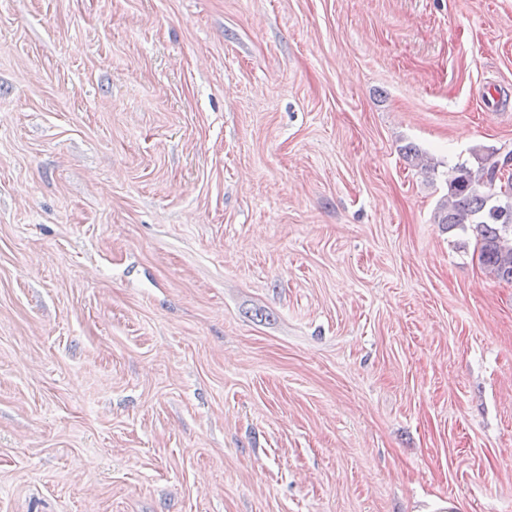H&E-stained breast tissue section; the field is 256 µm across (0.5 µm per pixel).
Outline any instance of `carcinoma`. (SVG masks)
<instances>
[{
	"instance_id": "carcinoma-1",
	"label": "carcinoma",
	"mask_w": 512,
	"mask_h": 512,
	"mask_svg": "<svg viewBox=\"0 0 512 512\" xmlns=\"http://www.w3.org/2000/svg\"><path fill=\"white\" fill-rule=\"evenodd\" d=\"M472 168L459 163L448 175V194L435 213L437 223L469 227L479 261L495 278L512 282V189L501 193L475 185Z\"/></svg>"
}]
</instances>
